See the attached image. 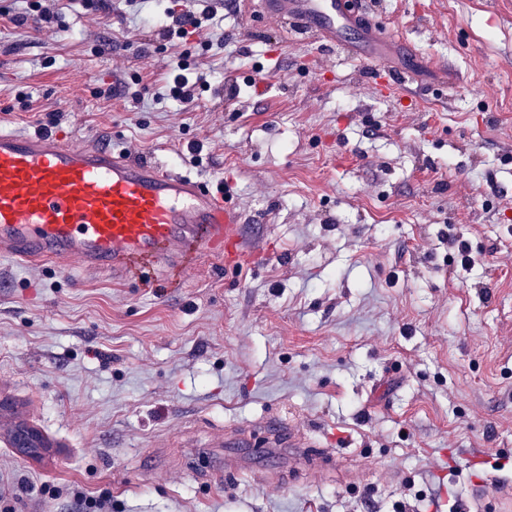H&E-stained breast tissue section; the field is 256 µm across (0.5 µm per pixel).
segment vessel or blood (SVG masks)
Masks as SVG:
<instances>
[{"mask_svg": "<svg viewBox=\"0 0 512 512\" xmlns=\"http://www.w3.org/2000/svg\"><path fill=\"white\" fill-rule=\"evenodd\" d=\"M363 0H264L286 31L308 34L348 56L343 39L364 18ZM376 41L366 66L390 90H409L413 77L387 63L402 36L386 27L363 33ZM229 191L152 157L58 133L0 130V256L29 264L76 259L89 270L128 279L137 261L170 273L189 253L223 257L242 252V223ZM460 512H512V481L472 477Z\"/></svg>", "mask_w": 512, "mask_h": 512, "instance_id": "1", "label": "vessel or blood"}]
</instances>
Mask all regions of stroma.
<instances>
[{"label":"stroma","instance_id":"35a3bbf8","mask_svg":"<svg viewBox=\"0 0 512 512\" xmlns=\"http://www.w3.org/2000/svg\"><path fill=\"white\" fill-rule=\"evenodd\" d=\"M23 10L0 0V129L223 177L248 240L126 282L0 257V493L46 488L16 512H77L75 486L112 512H435L512 479V0H371L408 95L241 9L175 43L112 0ZM174 54L213 75L199 105L161 96ZM273 416L337 463L266 447ZM229 429L268 478L225 475Z\"/></svg>","mask_w":512,"mask_h":512}]
</instances>
